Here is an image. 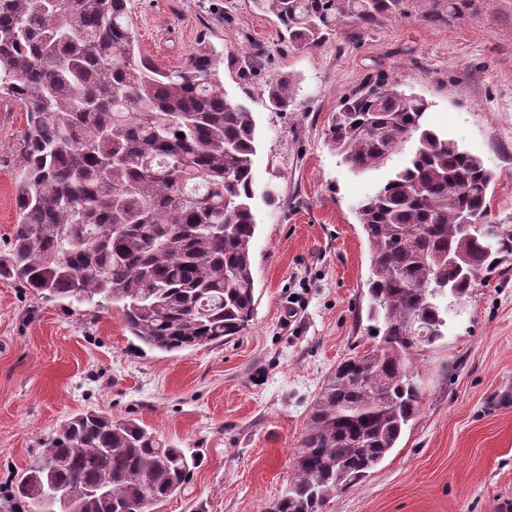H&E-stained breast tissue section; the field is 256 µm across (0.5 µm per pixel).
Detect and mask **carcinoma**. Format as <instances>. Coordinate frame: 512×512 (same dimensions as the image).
Returning <instances> with one entry per match:
<instances>
[{
  "mask_svg": "<svg viewBox=\"0 0 512 512\" xmlns=\"http://www.w3.org/2000/svg\"><path fill=\"white\" fill-rule=\"evenodd\" d=\"M252 2L299 50L404 9V0ZM434 2L424 0V17L440 22L473 0H446V13ZM126 6L0 0V98L21 104L30 123L0 278L48 301L115 308L141 345L173 353L222 342L253 317L256 125L227 99L213 46L161 70L138 52ZM265 94L275 112L296 104L288 75ZM429 108L379 82L344 97L332 119L331 142L357 175L412 148L357 208L372 267L369 317L383 335L326 381L272 512H323L397 447L421 403L417 352L445 336L448 299L512 270V219L491 238L481 230L492 172L426 124ZM45 447L52 467L38 456L16 486L26 512L51 481L107 489L82 496L78 512H154L188 488L197 463L139 420L93 411L61 423Z\"/></svg>",
  "mask_w": 512,
  "mask_h": 512,
  "instance_id": "1",
  "label": "carcinoma"
}]
</instances>
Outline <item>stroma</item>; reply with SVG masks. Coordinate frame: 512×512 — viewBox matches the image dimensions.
I'll use <instances>...</instances> for the list:
<instances>
[{
	"instance_id": "35a3bbf8",
	"label": "stroma",
	"mask_w": 512,
	"mask_h": 512,
	"mask_svg": "<svg viewBox=\"0 0 512 512\" xmlns=\"http://www.w3.org/2000/svg\"><path fill=\"white\" fill-rule=\"evenodd\" d=\"M142 56L181 66L197 46L224 54L228 99L257 129L252 242L255 307L245 330L177 353L136 350L119 312L40 299L0 279V512L52 431L102 411L135 418L197 456L188 490L156 512H267L292 471L307 416L346 357L376 339L370 256L356 206L403 167L352 173L328 140L341 97L384 81L425 97L431 127L495 175L493 216L512 214V0L428 22L417 0L371 31L288 46L251 0H129ZM291 76L296 110L263 92ZM28 116L0 100V254L18 220L16 178ZM274 201H267L266 193ZM419 412L396 448L325 512H512V273L478 281L417 356Z\"/></svg>"
}]
</instances>
